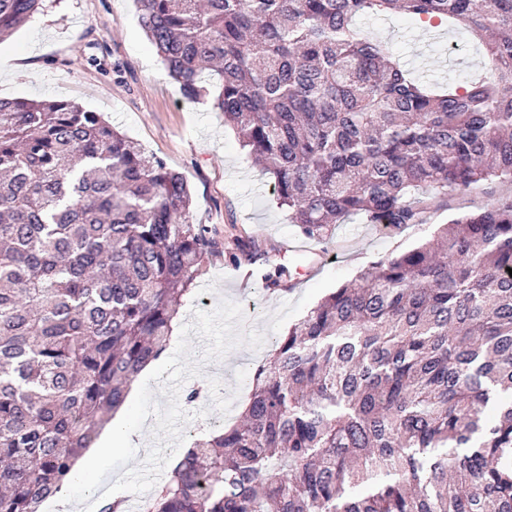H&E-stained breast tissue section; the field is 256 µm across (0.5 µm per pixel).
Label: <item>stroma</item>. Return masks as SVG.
I'll use <instances>...</instances> for the list:
<instances>
[{"label": "stroma", "mask_w": 512, "mask_h": 512, "mask_svg": "<svg viewBox=\"0 0 512 512\" xmlns=\"http://www.w3.org/2000/svg\"><path fill=\"white\" fill-rule=\"evenodd\" d=\"M356 25L392 46L402 67L431 86L465 81L483 55L479 40L454 26L427 37L420 20L400 15L364 16ZM453 41L463 48L451 55ZM0 98L67 100L99 113L184 176L193 198L191 222L212 225L228 246L253 239L260 249L276 251L293 273L286 289L273 292L260 274L245 278L229 257L206 263L178 308L180 338L169 341L156 376L140 381L127 405V426L137 440L91 463L69 488L83 512L94 483L113 486L129 500L153 494L189 447L188 426L210 430L218 416L223 427L237 423L254 371L279 336L371 262L417 246L448 219L443 209L395 234L353 216L336 226L330 241L289 251L297 228L277 207L269 174L241 148L213 97L182 96L133 0H44L42 10L0 42ZM195 384L207 392L186 403V390Z\"/></svg>", "instance_id": "35a3bbf8"}]
</instances>
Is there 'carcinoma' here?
<instances>
[{
  "instance_id": "obj_1",
  "label": "carcinoma",
  "mask_w": 512,
  "mask_h": 512,
  "mask_svg": "<svg viewBox=\"0 0 512 512\" xmlns=\"http://www.w3.org/2000/svg\"><path fill=\"white\" fill-rule=\"evenodd\" d=\"M188 100L274 178L300 233H394L512 184V0H135ZM43 0H0V41ZM363 13L461 25L481 69L431 89ZM311 308L252 378L242 423L193 442L148 512H512V193ZM182 175L70 101L0 99V512H41L203 264ZM236 253L291 278L251 240Z\"/></svg>"
}]
</instances>
